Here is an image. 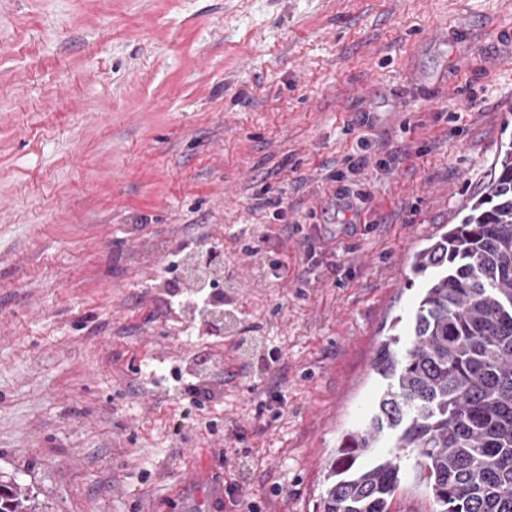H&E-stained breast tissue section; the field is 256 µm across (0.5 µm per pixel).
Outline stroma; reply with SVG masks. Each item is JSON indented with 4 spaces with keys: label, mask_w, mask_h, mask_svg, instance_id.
Returning a JSON list of instances; mask_svg holds the SVG:
<instances>
[{
    "label": "stroma",
    "mask_w": 512,
    "mask_h": 512,
    "mask_svg": "<svg viewBox=\"0 0 512 512\" xmlns=\"http://www.w3.org/2000/svg\"><path fill=\"white\" fill-rule=\"evenodd\" d=\"M511 146L512 0H0V477L322 512L413 253ZM183 247L221 330L161 283Z\"/></svg>",
    "instance_id": "1"
}]
</instances>
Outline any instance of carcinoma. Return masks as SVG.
I'll return each instance as SVG.
<instances>
[{
  "instance_id": "obj_1",
  "label": "carcinoma",
  "mask_w": 512,
  "mask_h": 512,
  "mask_svg": "<svg viewBox=\"0 0 512 512\" xmlns=\"http://www.w3.org/2000/svg\"><path fill=\"white\" fill-rule=\"evenodd\" d=\"M495 167L459 223L413 255L412 340L398 349L395 318L372 364L386 388L338 448L323 512H388L402 458L364 462L386 432L415 453L437 512H512V149ZM30 499L0 480V512H30Z\"/></svg>"
}]
</instances>
